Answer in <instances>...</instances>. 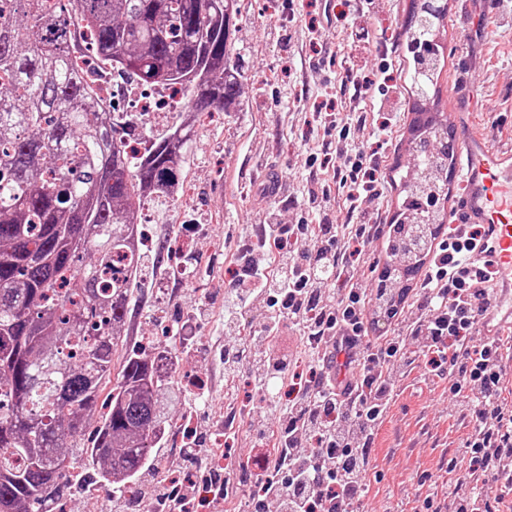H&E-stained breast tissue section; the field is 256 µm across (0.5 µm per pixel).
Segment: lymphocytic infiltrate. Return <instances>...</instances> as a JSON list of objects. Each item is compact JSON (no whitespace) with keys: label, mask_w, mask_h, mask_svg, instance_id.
Returning <instances> with one entry per match:
<instances>
[{"label":"lymphocytic infiltrate","mask_w":512,"mask_h":512,"mask_svg":"<svg viewBox=\"0 0 512 512\" xmlns=\"http://www.w3.org/2000/svg\"><path fill=\"white\" fill-rule=\"evenodd\" d=\"M336 178L348 206L336 218L309 190L319 220L282 224L270 219L256 242L243 245L237 274L224 291V334L220 364L224 399H235L234 380L249 369L277 419L278 456L265 440L267 418L249 424L252 447L245 464L259 493L252 512H359L368 491L373 428L386 412L396 369L409 364L408 345L420 342L435 373L451 365L449 390L474 424L467 442L469 466L450 494V512H470L462 490L471 477L495 482L512 477V410L501 402L504 346L475 343L480 319L494 295L485 272L464 259L470 238L450 229L438 243L417 285L403 326L390 336H369L365 309L370 290L355 260L381 231L358 201L381 177L377 151L336 153ZM329 260L335 287H322L317 264ZM270 306L241 342L257 302ZM299 336L302 350L280 343L285 332ZM281 366L307 360L317 376L296 397L284 401L269 387L268 358ZM470 397H463V390Z\"/></svg>","instance_id":"f902f5d3"}]
</instances>
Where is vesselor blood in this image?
I'll return each mask as SVG.
<instances>
[{
    "instance_id": "1",
    "label": "vessel or blood",
    "mask_w": 512,
    "mask_h": 512,
    "mask_svg": "<svg viewBox=\"0 0 512 512\" xmlns=\"http://www.w3.org/2000/svg\"><path fill=\"white\" fill-rule=\"evenodd\" d=\"M462 191L452 207L457 223L474 232L469 260L491 272L496 294L480 321L486 341L512 337V154L492 148L463 119L451 128Z\"/></svg>"
}]
</instances>
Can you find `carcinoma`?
Here are the masks:
<instances>
[{
	"label": "carcinoma",
	"instance_id": "1",
	"mask_svg": "<svg viewBox=\"0 0 512 512\" xmlns=\"http://www.w3.org/2000/svg\"><path fill=\"white\" fill-rule=\"evenodd\" d=\"M70 20L49 0H0V512H63L74 493L107 483L126 493L156 461L182 392L169 380L167 355L131 353L115 366L146 250L132 249L141 199L179 184L192 122L227 111L241 84L235 71L237 24L214 25L211 0H68ZM437 17L423 0L413 15L423 35ZM141 84L181 92L183 113L142 141L133 161L122 135L136 138L141 114L102 121L92 111L89 77L73 45ZM444 54L426 42L416 54L426 98ZM452 141L431 117L407 141ZM451 155L423 159L398 176V219L387 257L416 233L421 248L381 278L397 285L377 295L390 310L436 249L448 221ZM112 388H107V384ZM106 398H101V395ZM91 431L89 444L77 440Z\"/></svg>",
	"mask_w": 512,
	"mask_h": 512
}]
</instances>
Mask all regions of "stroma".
<instances>
[{
    "label": "stroma",
    "mask_w": 512,
    "mask_h": 512,
    "mask_svg": "<svg viewBox=\"0 0 512 512\" xmlns=\"http://www.w3.org/2000/svg\"><path fill=\"white\" fill-rule=\"evenodd\" d=\"M480 2L448 0L437 35L445 66L423 107L446 117L466 113L495 148L512 150V0H498L494 15L460 25L459 16L479 9ZM412 9L413 0H240L239 105L193 127L182 191L166 202L143 204L148 241L164 238L171 248L163 265L134 292L119 353L134 352L150 339L169 347L178 377L209 381L212 427L202 445L212 447L215 435L234 428L230 462H246L251 444L246 423L264 400L242 378L239 397L250 410L227 409L216 371L219 351L213 338L223 322L227 243L249 238L254 225L272 215L281 223H296L298 205L311 186L325 189L329 206L343 210L335 168L326 164L322 150L325 134L308 129L305 116L333 101L349 128L345 148L370 151L373 100L351 99L342 92V81L356 69L377 81L387 71H408L412 53L402 31ZM359 14L371 23L373 39L367 44L350 36L351 19ZM414 104L402 82L384 99L393 120L381 150L383 182L379 195L363 201L383 224L397 217L395 170L409 162L406 138ZM183 262L190 274L170 277L169 268ZM200 304L210 306L212 315L197 322L195 343L180 347L170 327ZM409 351L412 364L396 374L393 403L374 436L364 512H427V503H447L457 479L448 461L464 458L473 432L448 394L447 377L430 373L420 345Z\"/></svg>",
    "instance_id": "35a3bbf8"
}]
</instances>
